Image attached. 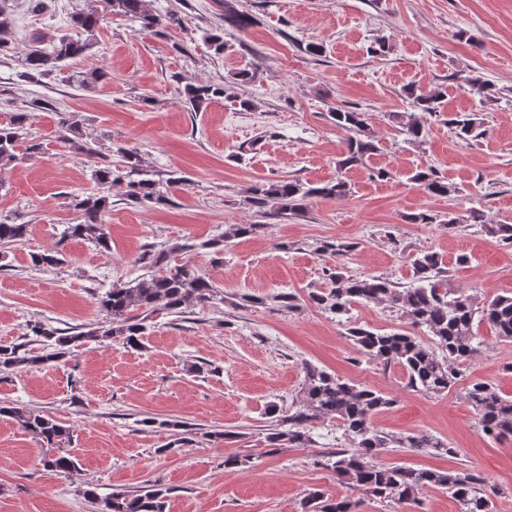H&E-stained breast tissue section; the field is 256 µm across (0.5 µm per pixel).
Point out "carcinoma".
Here are the masks:
<instances>
[{"instance_id":"1","label":"carcinoma","mask_w":512,"mask_h":512,"mask_svg":"<svg viewBox=\"0 0 512 512\" xmlns=\"http://www.w3.org/2000/svg\"><path fill=\"white\" fill-rule=\"evenodd\" d=\"M221 8L224 26L245 30L253 25L251 16L237 11L230 0H214ZM108 12L96 9L71 16V27L77 31L59 34L47 41L35 36L31 39L23 59L22 77L40 80L62 70L69 60L83 56L95 44L97 31L107 22V15L119 14L141 23L144 28L170 29L181 19L173 14L160 15L146 8V0H107ZM15 25L9 0H0V54L9 51V36ZM467 91L482 100L495 97L496 88L477 77L464 78ZM181 101L194 112H199L210 101L224 96L219 84L199 85L184 81ZM414 106L423 114L439 112L445 93L439 89L422 91L408 89ZM336 126L351 133L339 165L343 169L358 166L379 151V140L368 128L366 113L354 107H336L331 111ZM401 134L409 143H417L425 128L415 114H396ZM28 114L20 109L10 120L0 124V168L19 159L20 150L30 152L37 144L27 143ZM456 136L467 140L479 128L477 119L466 114L448 119ZM78 130V121L71 117L61 121L59 138L75 146L76 152L89 158L99 155L90 142L79 143L71 138ZM121 160L115 164L98 166L93 170L94 187L89 192L72 197L71 209L81 215L80 222L64 225L61 239L87 240L94 246L110 248V233L104 224L103 213L108 209L112 186L125 188L126 199L133 203L151 202L165 205L170 184L176 178L161 181L154 178L141 154L134 148L118 149ZM432 195L446 196L453 187L438 179L433 169L420 170L412 177ZM349 192L342 179L321 187L309 186L298 180H281L259 184L252 188L250 204L258 212L269 210L286 216L296 215L304 208V201L312 197H343ZM264 228L262 224H231L224 235L201 244L204 249L218 254L224 243L232 238L248 237ZM29 225L0 222V244L24 240ZM184 250L174 246L160 252L154 259L156 270L147 278L114 284L98 299L99 311L105 321L87 331L65 335L61 329L37 322L31 333L44 349L36 350L28 343L0 345V372H21L28 368L58 362L71 351L90 342L120 338L126 346L141 349L147 329L145 321L156 312L170 315L184 314L193 306H205L215 299L213 281L200 270L179 259ZM33 266L47 270L63 263L61 253L34 254ZM414 284L400 288L381 276L350 278L339 272L329 273L331 287L308 294L309 301L330 314L347 315L351 306L385 304L400 312L413 328H423L427 338L409 330L381 333L363 326L348 328V336L359 352L368 359L386 367H399L406 378V386L414 391L440 394L452 388L458 380V366L479 351L480 341L473 331L474 321H485L502 341H512V295H498L480 300L477 295L462 288L448 287V269L435 252H421L412 262ZM299 399L288 411L275 407L267 410L272 424L267 428L266 442L272 448L285 445L305 448L313 443L311 430L325 421H336L343 430L348 446L325 455L324 466L349 487L375 498L398 504H420V495L427 489L446 490L458 502L460 512H492V499L484 489L483 477L472 469L438 471L387 466L377 462L386 448H407L411 451L432 448L438 453L456 454L448 443L430 435H392L373 427L371 418L391 406L394 399L381 391L359 386L309 362L301 363ZM465 399L477 412L482 430L501 440H512V398L502 396L489 382H476L466 388ZM0 416L14 420L21 428L32 432L49 445L61 447L71 440L70 429L51 416L37 410L23 409L5 401L0 403ZM43 466L59 474L71 475L78 471V463L66 452L43 459ZM91 502L102 503L100 512H166L167 492L150 487L139 494H114L102 501L91 490L84 491ZM358 502L348 496L327 498L323 492L307 493L303 512H356Z\"/></svg>"}]
</instances>
